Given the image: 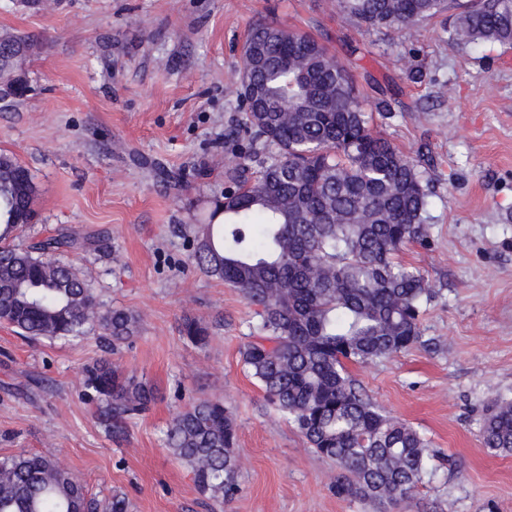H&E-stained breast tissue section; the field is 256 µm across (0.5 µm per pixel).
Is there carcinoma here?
I'll list each match as a JSON object with an SVG mask.
<instances>
[{
  "mask_svg": "<svg viewBox=\"0 0 512 512\" xmlns=\"http://www.w3.org/2000/svg\"><path fill=\"white\" fill-rule=\"evenodd\" d=\"M446 0H341L367 31H396L434 18ZM467 44H512V0H470L453 30ZM241 53L235 89L249 148L227 164L224 194L191 255L204 274L238 289L257 307L243 362L267 400L320 456L336 463V494L398 507L432 470L429 440L386 414L348 367L401 353L421 337L433 289L396 258L406 243L429 244L428 179L414 160L371 125L347 66L309 35L257 24ZM0 33V99H20L28 80L7 67L14 47ZM37 187L28 168L0 151V324L29 338L68 339L97 328L112 350L135 336L140 318L104 309L87 280L57 261L78 243L60 227L27 246L12 244L33 223ZM223 216L216 222L217 216ZM183 335L207 344V328L185 319ZM97 419L118 435L150 410L152 386L106 360L87 372ZM484 447L512 453V402L491 405ZM237 426L220 396L194 401L167 430L171 453L203 494L232 501L239 491ZM121 494L88 496L50 453L0 457V512H129Z\"/></svg>",
  "mask_w": 512,
  "mask_h": 512,
  "instance_id": "1",
  "label": "carcinoma"
}]
</instances>
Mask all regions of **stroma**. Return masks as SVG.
I'll return each mask as SVG.
<instances>
[{
    "instance_id": "1",
    "label": "stroma",
    "mask_w": 512,
    "mask_h": 512,
    "mask_svg": "<svg viewBox=\"0 0 512 512\" xmlns=\"http://www.w3.org/2000/svg\"><path fill=\"white\" fill-rule=\"evenodd\" d=\"M460 8L402 31H362L337 0H0V30L28 36L30 90L0 102V151L38 187L27 236L74 227L77 267L106 309L141 318L110 355L90 329L27 340L0 325V457L48 451L100 499L131 512H379L331 486L339 470L267 402L241 350L254 309L189 256L224 191L241 45L256 22L313 36L346 63L364 103L394 99L377 130L429 173L431 249L397 257L434 289L421 338L393 358L353 366L388 414L430 441L435 471L402 512H512V454L484 448L491 401H512V45L460 43ZM423 78L408 79L409 69ZM209 332L183 338L184 317ZM143 377L157 400L108 435L84 394L103 357ZM221 394L237 423L241 491L202 495L165 443L192 399Z\"/></svg>"
}]
</instances>
